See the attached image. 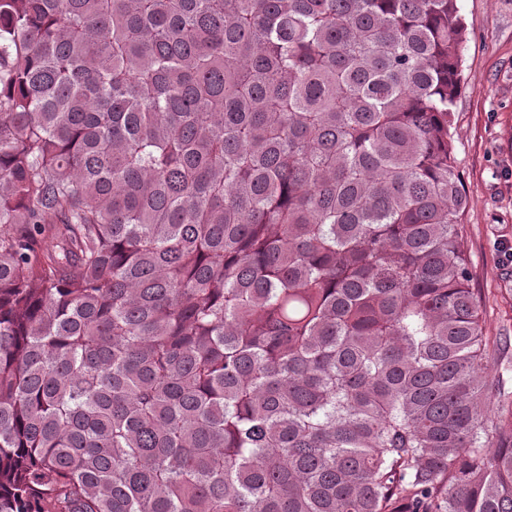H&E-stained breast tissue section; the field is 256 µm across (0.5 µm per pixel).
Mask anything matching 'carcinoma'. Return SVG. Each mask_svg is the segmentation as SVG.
Listing matches in <instances>:
<instances>
[{
	"label": "carcinoma",
	"mask_w": 512,
	"mask_h": 512,
	"mask_svg": "<svg viewBox=\"0 0 512 512\" xmlns=\"http://www.w3.org/2000/svg\"><path fill=\"white\" fill-rule=\"evenodd\" d=\"M465 42L457 0H0V512H512Z\"/></svg>",
	"instance_id": "obj_1"
}]
</instances>
